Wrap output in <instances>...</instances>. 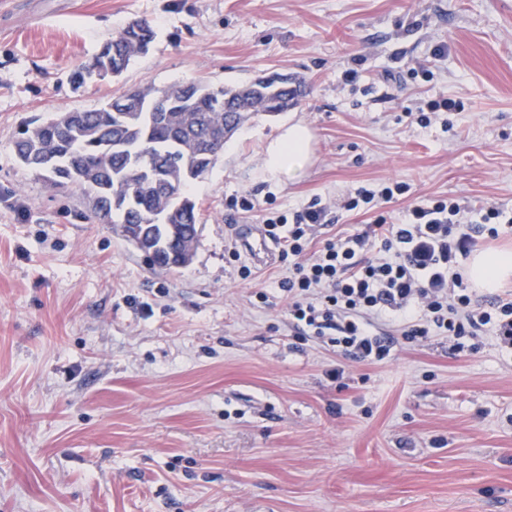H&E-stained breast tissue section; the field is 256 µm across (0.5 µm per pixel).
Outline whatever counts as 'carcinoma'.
<instances>
[{
  "instance_id": "obj_1",
  "label": "carcinoma",
  "mask_w": 512,
  "mask_h": 512,
  "mask_svg": "<svg viewBox=\"0 0 512 512\" xmlns=\"http://www.w3.org/2000/svg\"><path fill=\"white\" fill-rule=\"evenodd\" d=\"M154 37L150 22L128 23L70 72L69 84L77 91L93 85L96 72L121 75L136 56L148 52ZM278 76L273 72L266 85L255 87L190 81L160 91L138 89L144 99L159 93L175 99L158 110H124V92L96 110L34 118L24 122L14 142L15 158L48 188L79 191L88 217L106 210L109 223L119 224L135 249L151 229L163 231L169 249L186 267L199 244L197 203L189 189L223 158L230 126L259 114L279 115L305 96ZM46 160L53 163L49 174L42 168ZM80 166L84 178L72 179V170Z\"/></svg>"
}]
</instances>
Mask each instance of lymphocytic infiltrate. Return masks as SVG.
Masks as SVG:
<instances>
[{
    "label": "lymphocytic infiltrate",
    "mask_w": 512,
    "mask_h": 512,
    "mask_svg": "<svg viewBox=\"0 0 512 512\" xmlns=\"http://www.w3.org/2000/svg\"><path fill=\"white\" fill-rule=\"evenodd\" d=\"M330 205L311 201L292 216L267 218L264 231L288 263L278 288L288 318L311 336L329 337L337 352L359 362L389 360L404 338L448 339L452 352L494 337L512 353V298L478 296L464 283L461 261L512 225L499 205L467 206L454 197L416 202L397 221L378 215L369 229L314 245Z\"/></svg>",
    "instance_id": "lymphocytic-infiltrate-1"
}]
</instances>
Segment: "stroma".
<instances>
[{
  "mask_svg": "<svg viewBox=\"0 0 512 512\" xmlns=\"http://www.w3.org/2000/svg\"><path fill=\"white\" fill-rule=\"evenodd\" d=\"M137 19L149 52L73 90L69 71ZM271 72L307 94L245 123L192 185L200 242L177 272L15 159L31 118ZM441 96L462 109L404 117ZM297 119L312 163L264 178ZM392 178L410 186L394 217L418 197L512 206V0H0V512H512V355L493 337L355 362L289 324L287 264L253 285L225 255L229 225ZM372 220L335 206L328 231Z\"/></svg>",
  "mask_w": 512,
  "mask_h": 512,
  "instance_id": "35a3bbf8",
  "label": "stroma"
}]
</instances>
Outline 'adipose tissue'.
Returning a JSON list of instances; mask_svg holds the SVG:
<instances>
[{
	"label": "adipose tissue",
	"instance_id": "ef3b65f1",
	"mask_svg": "<svg viewBox=\"0 0 512 512\" xmlns=\"http://www.w3.org/2000/svg\"><path fill=\"white\" fill-rule=\"evenodd\" d=\"M314 135L304 123L289 124L264 149L262 172L269 178L292 176L310 164ZM473 287L493 291L512 279V250L479 252L468 264Z\"/></svg>",
	"mask_w": 512,
	"mask_h": 512
}]
</instances>
